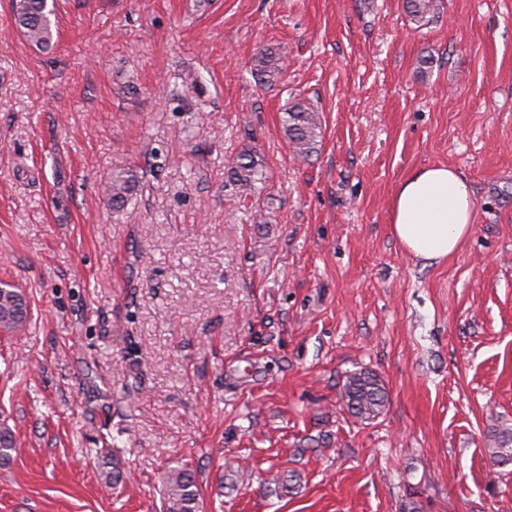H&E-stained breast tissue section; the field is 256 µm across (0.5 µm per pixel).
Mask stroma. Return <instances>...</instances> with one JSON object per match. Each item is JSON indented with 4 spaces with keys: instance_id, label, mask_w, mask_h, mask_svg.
<instances>
[{
    "instance_id": "1",
    "label": "stroma",
    "mask_w": 512,
    "mask_h": 512,
    "mask_svg": "<svg viewBox=\"0 0 512 512\" xmlns=\"http://www.w3.org/2000/svg\"><path fill=\"white\" fill-rule=\"evenodd\" d=\"M39 49L0 0V512H512V0H55ZM288 56L260 83L258 53ZM311 103L307 162L283 134ZM261 194L228 183L247 147ZM447 165L468 238L429 263L395 238L399 183ZM139 166L120 212L103 188ZM368 369L382 414L352 417ZM119 459V484L103 476ZM301 480L290 493L280 478ZM437 0H406L407 13L419 26L433 20L437 10ZM281 125L295 154L303 159L311 157L322 130L314 107L304 101L294 102L282 112ZM28 315V308L22 293L0 288V328L14 332L20 330ZM342 406L355 418H376L385 408L388 392L376 373L352 372L346 376L341 392ZM495 441L494 448H489V456L495 465H505L512 461V428L503 427ZM163 495L166 512H197L198 493L191 470L176 465L167 469L163 476Z\"/></svg>"
}]
</instances>
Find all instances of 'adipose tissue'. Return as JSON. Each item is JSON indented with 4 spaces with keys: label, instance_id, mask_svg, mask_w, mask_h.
I'll return each instance as SVG.
<instances>
[{
    "label": "adipose tissue",
    "instance_id": "1",
    "mask_svg": "<svg viewBox=\"0 0 512 512\" xmlns=\"http://www.w3.org/2000/svg\"><path fill=\"white\" fill-rule=\"evenodd\" d=\"M469 181L446 165H431L407 176L391 209L394 236L407 252L425 261L454 254L473 220Z\"/></svg>",
    "mask_w": 512,
    "mask_h": 512
}]
</instances>
